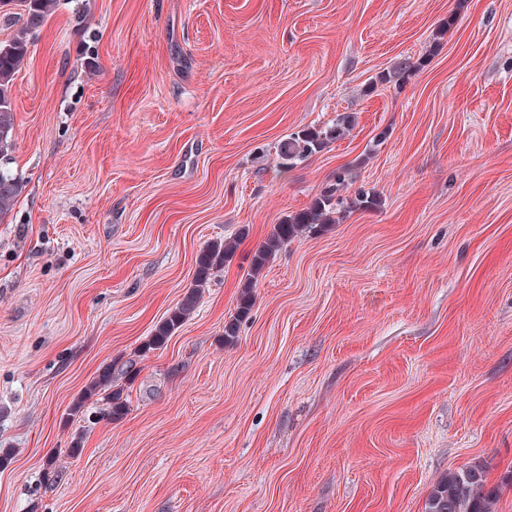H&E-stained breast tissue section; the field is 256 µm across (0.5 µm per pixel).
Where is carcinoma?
Listing matches in <instances>:
<instances>
[{"label":"carcinoma","instance_id":"cac0c4a2","mask_svg":"<svg viewBox=\"0 0 512 512\" xmlns=\"http://www.w3.org/2000/svg\"><path fill=\"white\" fill-rule=\"evenodd\" d=\"M58 0H0V7L10 3L19 7L23 22L17 26L9 38L0 41V218L6 215L23 193L24 184L8 168L15 150L16 120L11 102V88L15 74L27 57L30 35L33 29L56 10ZM424 65V61L403 60L393 70L379 73L369 89L394 82H406L412 74ZM351 116L336 119L329 127H303L288 135L278 146V165L284 170L291 169L307 158L322 152L330 143L345 135ZM347 172L337 173L333 180L323 187L311 204L288 216L272 236L261 245L251 259V273L245 280L240 297L238 317H243L251 306L252 290L257 275L269 263L272 256L288 241L302 232H310L326 224L339 220L337 206L340 198L337 193L345 186ZM237 241L225 239L209 244L198 258V271L193 288L170 312L167 319L156 328L146 344L148 349L161 348L170 336L195 311L213 272L224 267V262L233 256ZM104 395L111 405L110 415L120 419L128 411V401L124 397V387H116L112 370L102 371L86 389L85 396ZM496 488L487 487L486 474L480 466L462 467L450 470L435 483L426 504V512H493Z\"/></svg>","mask_w":512,"mask_h":512}]
</instances>
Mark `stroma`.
<instances>
[{"instance_id": "obj_1", "label": "stroma", "mask_w": 512, "mask_h": 512, "mask_svg": "<svg viewBox=\"0 0 512 512\" xmlns=\"http://www.w3.org/2000/svg\"><path fill=\"white\" fill-rule=\"evenodd\" d=\"M11 96L0 512H425L474 464L512 512V0H59ZM344 167L380 207L284 245L239 317L254 252ZM107 368L126 415L72 414ZM425 59L417 62L403 60L392 71L380 72L372 84L369 86L370 90H374L378 85H386L394 82L395 84L402 85L412 74L424 65ZM352 124L350 115H343L336 124L329 127H303L288 135L278 146V165L284 170L291 169L307 158L322 152L330 143L345 135ZM237 248V241L225 239L209 244L198 258V271L193 288L182 298L176 307L170 312L167 319L156 328L151 339L145 345L148 349L161 348L170 336L177 330L195 311L213 271H220L224 262L233 256Z\"/></svg>"}]
</instances>
